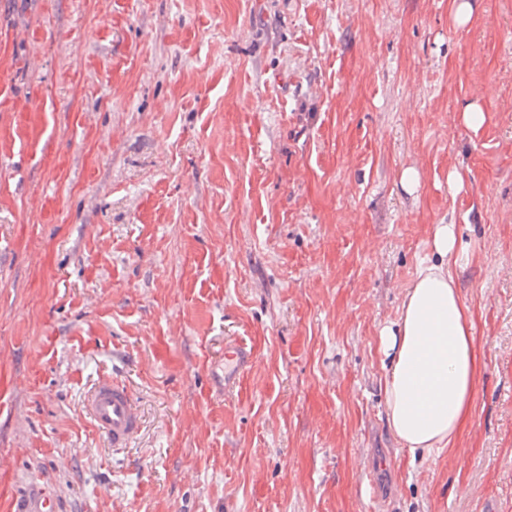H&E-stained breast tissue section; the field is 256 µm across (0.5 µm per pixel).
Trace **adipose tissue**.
Returning a JSON list of instances; mask_svg holds the SVG:
<instances>
[{"mask_svg": "<svg viewBox=\"0 0 512 512\" xmlns=\"http://www.w3.org/2000/svg\"><path fill=\"white\" fill-rule=\"evenodd\" d=\"M474 257L456 225H432L429 252L404 291L396 319L380 332L388 427L413 454L456 448L472 415L473 321L456 272Z\"/></svg>", "mask_w": 512, "mask_h": 512, "instance_id": "1", "label": "adipose tissue"}]
</instances>
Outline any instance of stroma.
<instances>
[{"mask_svg": "<svg viewBox=\"0 0 512 512\" xmlns=\"http://www.w3.org/2000/svg\"><path fill=\"white\" fill-rule=\"evenodd\" d=\"M434 224L477 254L478 371L460 450L414 456L379 333ZM106 379L125 448L84 408ZM41 494L512 512V0H0V512ZM88 407L91 420L115 448L125 446L140 430L141 412L127 387L119 382H99L88 399Z\"/></svg>", "mask_w": 512, "mask_h": 512, "instance_id": "obj_1", "label": "stroma"}]
</instances>
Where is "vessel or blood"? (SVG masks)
<instances>
[{"mask_svg":"<svg viewBox=\"0 0 512 512\" xmlns=\"http://www.w3.org/2000/svg\"><path fill=\"white\" fill-rule=\"evenodd\" d=\"M88 412L98 430L105 433L113 447L125 446L140 430L142 416L127 387L104 380L88 399Z\"/></svg>","mask_w":512,"mask_h":512,"instance_id":"b4317fda","label":"vessel or blood"}]
</instances>
